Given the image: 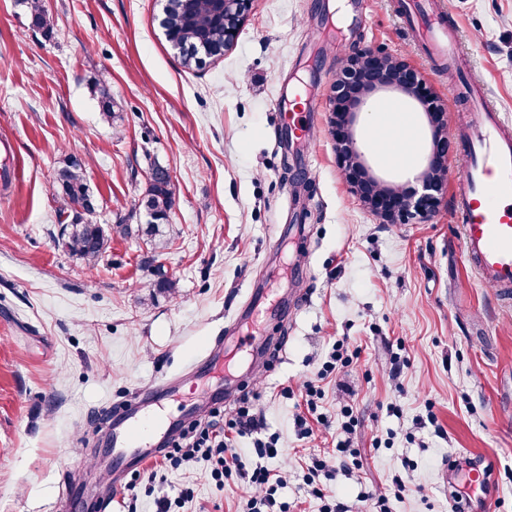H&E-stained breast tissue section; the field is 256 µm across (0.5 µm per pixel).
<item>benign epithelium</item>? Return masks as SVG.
I'll list each match as a JSON object with an SVG mask.
<instances>
[{"label": "benign epithelium", "mask_w": 512, "mask_h": 512, "mask_svg": "<svg viewBox=\"0 0 512 512\" xmlns=\"http://www.w3.org/2000/svg\"><path fill=\"white\" fill-rule=\"evenodd\" d=\"M253 0H207L206 10L184 9L180 20L200 42L221 30L224 46L235 40ZM374 93L410 97L425 117L430 149L416 182L409 190L388 182L369 166L356 137L360 108ZM329 101L330 133L336 156L351 191L384 224L422 222L439 207L448 176V113L437 93L411 64L379 49H358L339 61Z\"/></svg>", "instance_id": "obj_1"}]
</instances>
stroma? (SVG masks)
<instances>
[{"label": "stroma", "instance_id": "35a3bbf8", "mask_svg": "<svg viewBox=\"0 0 512 512\" xmlns=\"http://www.w3.org/2000/svg\"><path fill=\"white\" fill-rule=\"evenodd\" d=\"M354 2L254 0L223 57L187 67L166 36V0H43L49 37L22 0H0V169L14 173L0 180V512H91L61 493L101 487L113 401L172 377L166 411L182 421L222 382L188 364L257 286L288 307L262 330L281 348L260 378L259 428L238 441L247 467L265 464L256 443L273 437L302 463L333 452L347 396L362 467L327 484L350 512L398 476L408 490L393 512H469L465 473L441 476L469 454L496 462L487 512H512V301L468 267L451 193L424 222L378 223L345 182L328 125L336 59L364 47L419 68L452 124L474 109L473 76L512 119V0H374L352 26L337 23ZM423 9L444 11L453 56L416 38ZM300 77L315 94L303 141L274 104ZM99 81L116 122L102 117ZM67 158L83 164L107 229L147 223L152 168L167 170L175 203L161 255L117 233L97 266L67 252L51 184ZM161 278L176 291L154 290ZM342 338L360 355L323 383L331 426L301 434L299 389ZM398 356L410 364L395 381ZM374 434L386 447L371 449ZM206 467L110 486L106 512H161L189 481L195 496L179 512H236L239 486L216 487Z\"/></svg>", "mask_w": 512, "mask_h": 512}]
</instances>
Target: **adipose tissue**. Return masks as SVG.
<instances>
[{"mask_svg":"<svg viewBox=\"0 0 512 512\" xmlns=\"http://www.w3.org/2000/svg\"><path fill=\"white\" fill-rule=\"evenodd\" d=\"M367 123L383 154L398 163L400 169H410L417 144V131L410 113L403 107L387 105L369 113Z\"/></svg>","mask_w":512,"mask_h":512,"instance_id":"obj_1","label":"adipose tissue"}]
</instances>
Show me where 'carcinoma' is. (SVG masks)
<instances>
[{
  "label": "carcinoma",
  "instance_id": "obj_1",
  "mask_svg": "<svg viewBox=\"0 0 512 512\" xmlns=\"http://www.w3.org/2000/svg\"><path fill=\"white\" fill-rule=\"evenodd\" d=\"M30 19L33 27L46 34L52 33L53 20L41 5V0H28ZM141 206L151 221L138 226L137 231L147 237L155 249L166 248L160 236V226L168 221L174 206V194L166 170L156 165ZM52 187L62 201L60 212L71 216L65 225V245L69 252L89 265L97 264L104 253L108 234L99 224L89 221L88 216L95 212V200L89 191L82 164L71 160L57 167L52 175Z\"/></svg>",
  "mask_w": 512,
  "mask_h": 512
}]
</instances>
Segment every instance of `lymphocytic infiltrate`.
<instances>
[{"label": "lymphocytic infiltrate", "mask_w": 512, "mask_h": 512, "mask_svg": "<svg viewBox=\"0 0 512 512\" xmlns=\"http://www.w3.org/2000/svg\"><path fill=\"white\" fill-rule=\"evenodd\" d=\"M354 356L355 352L347 341L337 342L322 369L313 379L303 383L307 413L298 416L299 427H306L311 417L320 425H328L327 416L318 411V402L324 397L321 384L330 376L344 373ZM339 411L343 417V437L337 441L335 453L313 458L304 476L308 496L322 503L320 512H348L345 505L337 500L335 492L323 485L321 478L335 471L336 467L349 469L359 465V452L352 448L348 439L357 426L353 407L345 403L340 405ZM210 416V421L192 422L178 438L170 440L160 459L151 467V474H158L166 468L187 469L196 459L202 458L209 461L207 476L216 485L221 486L229 481L239 483L242 488L241 512H261L262 507L274 505L277 490L288 483L287 466L247 468L236 446L237 439L251 435L258 429L253 404L244 401L229 411L215 408Z\"/></svg>", "instance_id": "obj_1"}]
</instances>
